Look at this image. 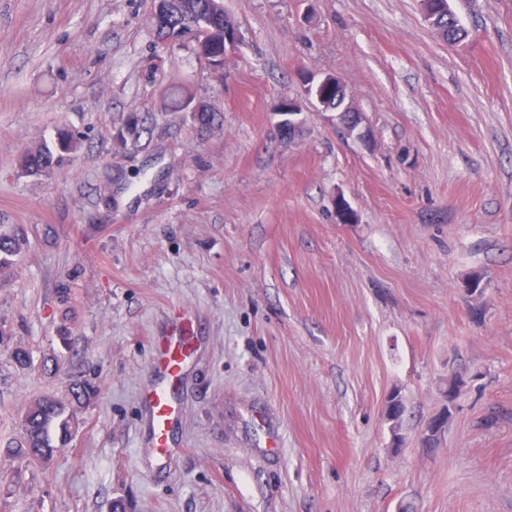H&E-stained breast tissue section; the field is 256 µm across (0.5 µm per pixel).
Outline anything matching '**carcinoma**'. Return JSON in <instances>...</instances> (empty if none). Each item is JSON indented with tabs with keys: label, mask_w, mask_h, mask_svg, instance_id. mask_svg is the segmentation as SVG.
<instances>
[{
	"label": "carcinoma",
	"mask_w": 512,
	"mask_h": 512,
	"mask_svg": "<svg viewBox=\"0 0 512 512\" xmlns=\"http://www.w3.org/2000/svg\"><path fill=\"white\" fill-rule=\"evenodd\" d=\"M177 8L181 16L191 17L207 29L206 37L196 39L195 51L212 64H224V24L233 23L225 14L221 0H177ZM422 12L429 13L435 19L434 28L449 45L462 42L468 32L460 25L453 9L442 12L439 0H425ZM176 105L189 112L196 113L197 120L203 125H211L215 115L211 109L201 103L194 102L188 93L182 94ZM77 149L72 135L65 131L58 133L56 149L43 144L25 151L18 158V166L22 174L32 177H49L54 169L63 162V154ZM27 246L24 231L14 228L0 233V269L14 264ZM97 388L87 379L73 381L70 396L63 401L53 394H44L27 405L21 417L23 440L9 452L22 456L30 463L47 466L59 448L71 442V436L78 428V409L89 401ZM450 407L446 406L433 417L427 425L428 435L421 440L424 448H434L439 443L444 430L434 427L438 418H448Z\"/></svg>",
	"instance_id": "cac0c4a2"
}]
</instances>
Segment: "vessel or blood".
<instances>
[{
  "mask_svg": "<svg viewBox=\"0 0 512 512\" xmlns=\"http://www.w3.org/2000/svg\"><path fill=\"white\" fill-rule=\"evenodd\" d=\"M193 327L184 319H177L170 334L157 337L152 342L150 367L155 376L143 399L149 408L153 438L159 453H166L168 433L176 417V408L170 398L193 346Z\"/></svg>",
  "mask_w": 512,
  "mask_h": 512,
  "instance_id": "b4317fda",
  "label": "vessel or blood"
}]
</instances>
